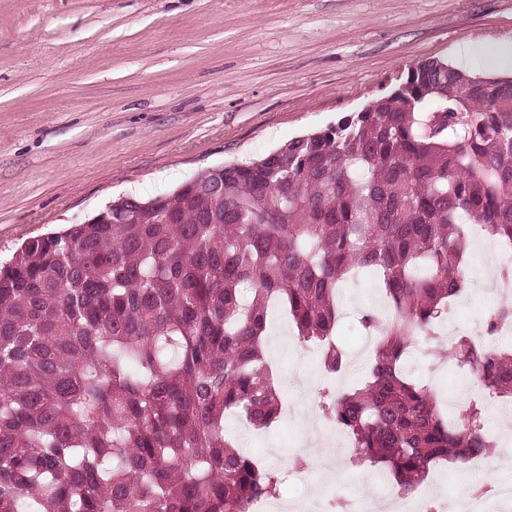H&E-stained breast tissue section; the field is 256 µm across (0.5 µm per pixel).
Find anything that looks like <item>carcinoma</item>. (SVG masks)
<instances>
[{"label":"carcinoma","instance_id":"carcinoma-1","mask_svg":"<svg viewBox=\"0 0 512 512\" xmlns=\"http://www.w3.org/2000/svg\"><path fill=\"white\" fill-rule=\"evenodd\" d=\"M431 98L445 109L418 121ZM468 222L512 246V77L429 58L257 161L28 241L0 266V512H248L277 498L278 472L236 449L224 416L262 429L280 414L262 347L273 301L299 341L327 342L326 372L344 369L336 290L367 268L387 305L360 320L373 364L359 388H320L319 409L402 498L441 461L493 454L482 405L450 422L402 366L467 290ZM508 322L500 303L483 335ZM450 353L512 397V350L461 336Z\"/></svg>","mask_w":512,"mask_h":512}]
</instances>
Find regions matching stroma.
I'll use <instances>...</instances> for the list:
<instances>
[{"label":"stroma","instance_id":"stroma-1","mask_svg":"<svg viewBox=\"0 0 512 512\" xmlns=\"http://www.w3.org/2000/svg\"><path fill=\"white\" fill-rule=\"evenodd\" d=\"M506 36L512 0H0V260L114 200H152L322 130L422 60L450 62L465 46L477 75H502ZM479 271L469 257L462 272L475 286L454 307L465 331L482 329L497 301ZM338 301L347 354L371 358L358 320L385 307L378 277L343 282ZM265 360L282 400L325 382L285 314L270 318ZM407 371L452 411L465 378L447 347L408 358ZM224 431L278 471L282 502L370 495L391 512L389 474L354 466L350 438L309 427L306 411L256 431L230 417Z\"/></svg>","mask_w":512,"mask_h":512}]
</instances>
